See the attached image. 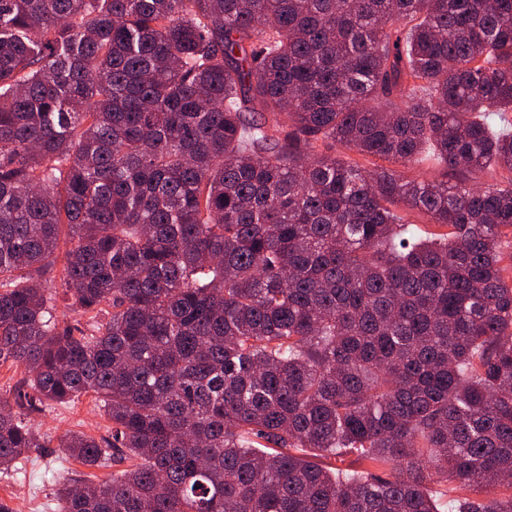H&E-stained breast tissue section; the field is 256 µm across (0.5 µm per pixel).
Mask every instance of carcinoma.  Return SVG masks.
Returning <instances> with one entry per match:
<instances>
[{
    "label": "carcinoma",
    "mask_w": 512,
    "mask_h": 512,
    "mask_svg": "<svg viewBox=\"0 0 512 512\" xmlns=\"http://www.w3.org/2000/svg\"><path fill=\"white\" fill-rule=\"evenodd\" d=\"M491 168L512 0H0V472L91 394L108 435L59 447L123 470L63 478L59 512H512ZM63 245L90 334L45 289ZM370 162H375L377 166H383L385 168L393 169L398 171L403 175L404 178L414 179V178H426L429 180L440 181L445 179L444 170L433 161H425L416 165H406L403 166L401 164H394L385 162L382 160L372 159Z\"/></svg>",
    "instance_id": "obj_1"
}]
</instances>
